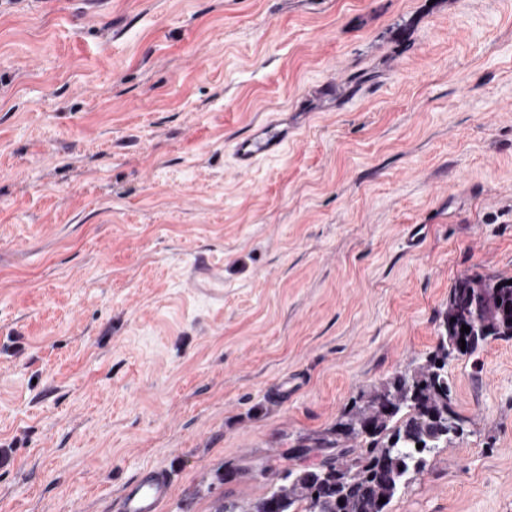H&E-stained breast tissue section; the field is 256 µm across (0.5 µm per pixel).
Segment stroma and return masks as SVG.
Here are the masks:
<instances>
[{
  "mask_svg": "<svg viewBox=\"0 0 512 512\" xmlns=\"http://www.w3.org/2000/svg\"><path fill=\"white\" fill-rule=\"evenodd\" d=\"M473 272L512 277V0H0V512L147 464L163 512L257 499ZM448 375L467 432L391 512H512V339ZM290 138L288 122L252 126L232 140V151L238 168L248 172L260 160L281 155L288 147Z\"/></svg>",
  "mask_w": 512,
  "mask_h": 512,
  "instance_id": "35a3bbf8",
  "label": "stroma"
}]
</instances>
